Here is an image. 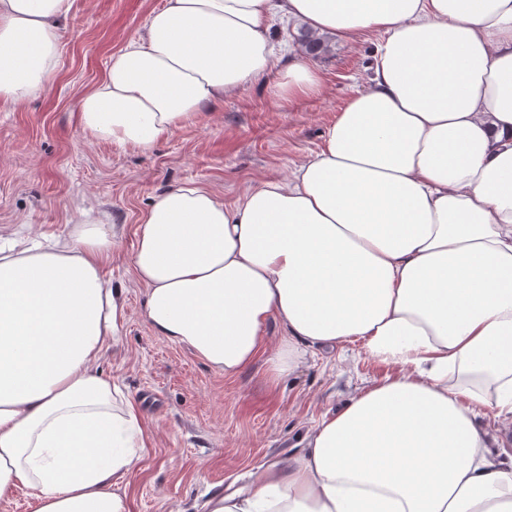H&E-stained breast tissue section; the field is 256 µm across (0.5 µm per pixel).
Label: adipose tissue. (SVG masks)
<instances>
[{"label":"adipose tissue","mask_w":512,"mask_h":512,"mask_svg":"<svg viewBox=\"0 0 512 512\" xmlns=\"http://www.w3.org/2000/svg\"><path fill=\"white\" fill-rule=\"evenodd\" d=\"M71 8L0 0V102L50 88ZM278 18L379 34L369 83L288 176L230 205L196 183L153 198L132 257L143 314L228 378L355 341L394 373L211 512H512V458L483 423L512 425V0H165L81 125L148 150L260 79L283 102L321 93L275 49ZM112 245L88 219L0 248V501L23 487L33 512H128L146 436L99 368L123 316Z\"/></svg>","instance_id":"obj_1"}]
</instances>
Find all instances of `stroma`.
<instances>
[{"instance_id":"1","label":"stroma","mask_w":512,"mask_h":512,"mask_svg":"<svg viewBox=\"0 0 512 512\" xmlns=\"http://www.w3.org/2000/svg\"><path fill=\"white\" fill-rule=\"evenodd\" d=\"M163 3L73 0L50 90L19 107L0 103V246L28 233L66 236L83 208L108 216L115 238L104 279L123 289L125 311L100 367L139 404L148 436L126 488L129 512H208L258 468L299 454L326 413L389 369L354 344L312 350L289 373L263 355L234 378L215 373L144 318L146 292L131 265L138 219L164 188L201 183L231 203L262 179L287 176L368 84L381 38L325 36L326 52L312 58L320 94L285 103L255 82L151 149L97 140L80 124L79 101Z\"/></svg>"}]
</instances>
